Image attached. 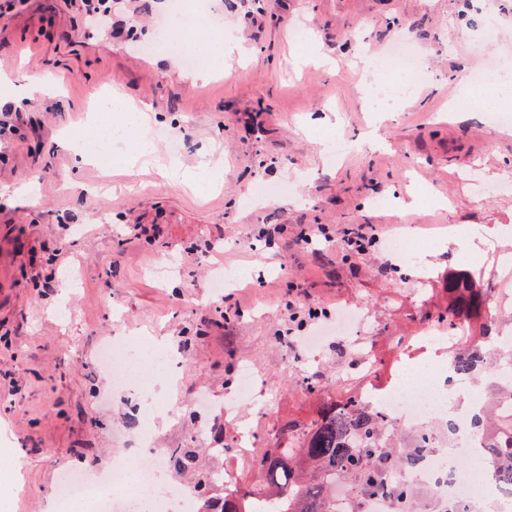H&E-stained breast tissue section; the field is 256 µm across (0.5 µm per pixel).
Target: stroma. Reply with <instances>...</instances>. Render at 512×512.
I'll return each instance as SVG.
<instances>
[{"mask_svg": "<svg viewBox=\"0 0 512 512\" xmlns=\"http://www.w3.org/2000/svg\"><path fill=\"white\" fill-rule=\"evenodd\" d=\"M86 0H24L0 12V105L31 81L50 79L40 108L0 140V502L9 512H50L63 476L110 470L138 443L134 396L112 389L96 352L125 337L167 352L172 383L157 395L156 447L199 453L169 470L190 494L221 500L254 483L249 459L275 446L289 422H309L334 392L336 348L291 358L289 301L331 323L363 307L383 387L409 363L433 305L414 272L384 247L345 253L298 245L316 224L339 232L374 224L438 238L428 273L468 269L497 288L512 237L476 251L453 227L512 225V126L496 122L471 78L512 67V0H224L218 21L246 57L223 59L204 81L183 78L179 56L150 54L171 0H114L112 25L93 26ZM498 38L483 41L489 24ZM309 28L298 53L288 35ZM410 42L431 50L429 78L401 110L377 112L365 97L372 58ZM117 90L155 120V162L126 168L127 139L111 168L76 165L70 134L117 127L92 102ZM351 148L332 158L328 135ZM196 170L222 171L208 193L161 176L167 144ZM491 194L471 188L473 175ZM273 196L249 202L257 184ZM144 228L131 237L129 225ZM284 231L266 240L262 225ZM242 275L216 290L215 271ZM258 381L254 400L225 413L241 366Z\"/></svg>", "mask_w": 512, "mask_h": 512, "instance_id": "stroma-1", "label": "stroma"}]
</instances>
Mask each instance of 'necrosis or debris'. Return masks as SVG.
I'll return each mask as SVG.
<instances>
[{
	"label": "necrosis or debris",
	"mask_w": 512,
	"mask_h": 512,
	"mask_svg": "<svg viewBox=\"0 0 512 512\" xmlns=\"http://www.w3.org/2000/svg\"><path fill=\"white\" fill-rule=\"evenodd\" d=\"M205 37L217 43L223 40L222 32H206L205 21L197 14L178 12L162 25L152 50L177 54L190 39ZM370 66L377 75L367 89L371 96L408 90L426 77L409 53L395 62L375 58ZM325 341L348 346L355 354L354 362L342 368V376L372 375L374 366L368 358L371 336L362 314L341 311L335 324L297 338L292 346L300 355ZM509 356L511 342H494L482 357L483 368L470 374H458L448 361L412 363L400 381L385 391L369 384L359 393V401L392 431L402 430L412 439L425 441L402 476L414 495L415 512H512V487H504L495 478L485 484L474 478L488 458V436L478 431V419L488 410L501 422L512 421V377L501 374L496 366L498 360ZM98 361L111 371L117 387L127 386L134 375L165 379L172 373L163 357L127 341L102 346ZM166 454L163 448H144L115 463L104 483L84 475L66 478L56 512H68L75 503L84 504V512H168L172 503L178 504V512H194V501L165 477ZM330 486L333 512H402L394 495L362 496L343 476L331 477Z\"/></svg>",
	"instance_id": "obj_1"
}]
</instances>
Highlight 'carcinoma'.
Masks as SVG:
<instances>
[{"instance_id": "carcinoma-1", "label": "carcinoma", "mask_w": 512, "mask_h": 512, "mask_svg": "<svg viewBox=\"0 0 512 512\" xmlns=\"http://www.w3.org/2000/svg\"><path fill=\"white\" fill-rule=\"evenodd\" d=\"M448 306L437 316L426 315L433 323L468 328L470 339L453 361L460 371L476 367L482 339L494 335V326L485 321L486 293L480 281L468 271L448 272L444 278ZM287 438L274 448H265L251 458L257 474L254 489L215 503L205 500L202 512H330L329 472L339 471L357 483L362 493L383 490L406 496V490L385 485L386 475L411 464L413 456L391 442L383 420L362 408L355 397L323 403L307 424L290 423ZM488 472L505 481L512 479V433L490 444Z\"/></svg>"}]
</instances>
